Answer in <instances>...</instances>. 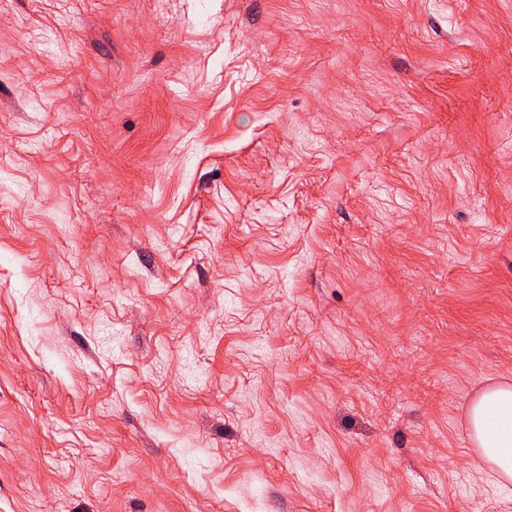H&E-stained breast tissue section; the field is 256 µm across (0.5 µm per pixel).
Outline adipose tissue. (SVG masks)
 Here are the masks:
<instances>
[{"mask_svg":"<svg viewBox=\"0 0 512 512\" xmlns=\"http://www.w3.org/2000/svg\"><path fill=\"white\" fill-rule=\"evenodd\" d=\"M470 438L482 461L499 477L512 480V385L482 392L467 411Z\"/></svg>","mask_w":512,"mask_h":512,"instance_id":"ef3b65f1","label":"adipose tissue"}]
</instances>
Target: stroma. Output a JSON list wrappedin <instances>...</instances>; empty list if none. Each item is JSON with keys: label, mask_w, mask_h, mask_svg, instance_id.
Wrapping results in <instances>:
<instances>
[{"label": "stroma", "mask_w": 512, "mask_h": 512, "mask_svg": "<svg viewBox=\"0 0 512 512\" xmlns=\"http://www.w3.org/2000/svg\"><path fill=\"white\" fill-rule=\"evenodd\" d=\"M512 0H0V512H512ZM467 419L482 461L497 476L512 480V385L482 392L468 408Z\"/></svg>", "instance_id": "35a3bbf8"}]
</instances>
